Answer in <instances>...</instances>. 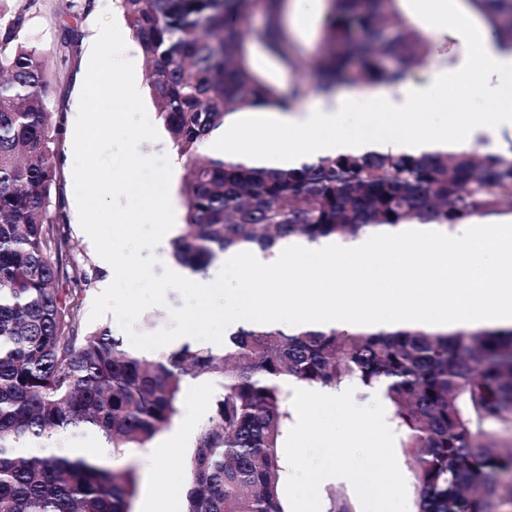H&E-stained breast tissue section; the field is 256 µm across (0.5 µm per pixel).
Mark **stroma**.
Returning a JSON list of instances; mask_svg holds the SVG:
<instances>
[{"label":"stroma","instance_id":"stroma-1","mask_svg":"<svg viewBox=\"0 0 512 512\" xmlns=\"http://www.w3.org/2000/svg\"><path fill=\"white\" fill-rule=\"evenodd\" d=\"M71 2L72 0H46L42 14L29 21L25 40L36 47L44 58L50 107L53 112L63 117L64 132L56 149L59 169L56 195L63 202L71 260L85 268L90 277L88 285L78 296L73 314L84 330L92 331L106 326L114 335L119 336L123 330L113 315L107 314L96 320L90 317L93 301L101 292V282L113 278L114 273L100 266L95 248L80 226L73 181L71 130L77 119L81 88L93 46L91 35L97 29L102 16H111L117 23L126 43L125 56L134 64L136 85L143 98L148 118L160 129L158 140L140 143V154L146 157L168 155L172 152V145L167 131L161 128L162 121L149 92L146 59L131 36L119 0H96L93 12L85 17L76 14ZM282 23L293 46L295 68H280L260 54L255 55V63L280 84H288L294 79L314 84L317 78L315 62L323 48L322 19L299 18L287 10L283 13ZM68 25L77 27L82 33V39L69 60L64 61L60 58L59 47L62 31ZM469 48V42L453 37L445 38L441 52L425 64L413 68L406 78L407 84L421 83L430 69L437 67L457 68L459 78H466L467 72L463 70L462 63ZM217 390V384L209 380L186 387L171 424L146 447L125 455V463L134 466L139 475L131 500V512H185L187 481L183 463L193 446L199 427L210 413L211 401Z\"/></svg>","mask_w":512,"mask_h":512}]
</instances>
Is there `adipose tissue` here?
<instances>
[{
  "label": "adipose tissue",
  "instance_id": "1",
  "mask_svg": "<svg viewBox=\"0 0 512 512\" xmlns=\"http://www.w3.org/2000/svg\"><path fill=\"white\" fill-rule=\"evenodd\" d=\"M455 81V74L441 70L425 84L396 92L376 86L290 111L240 112L227 118L223 135L212 137L207 150L257 167H281L340 153L462 149L478 136L512 128V51L500 48L491 33H483L474 45L468 91L500 99V106L491 112H460L449 122L416 111L421 100L446 106ZM351 112L358 114L359 125L348 124Z\"/></svg>",
  "mask_w": 512,
  "mask_h": 512
}]
</instances>
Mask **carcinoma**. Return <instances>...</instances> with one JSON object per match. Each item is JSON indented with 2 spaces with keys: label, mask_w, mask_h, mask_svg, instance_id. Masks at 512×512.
<instances>
[{
  "label": "carcinoma",
  "mask_w": 512,
  "mask_h": 512,
  "mask_svg": "<svg viewBox=\"0 0 512 512\" xmlns=\"http://www.w3.org/2000/svg\"><path fill=\"white\" fill-rule=\"evenodd\" d=\"M120 0L148 65V87L185 174L175 256L193 268L230 249L271 253L290 239L344 240L380 226L453 227L512 204V131L495 151H397L252 168L200 157L225 119L296 108L341 85L396 86L432 45L400 0H328L317 81L283 88L256 66L260 48L295 60L282 0ZM512 49V0H465ZM41 0L0 8V512H130L138 475L119 467L177 414L182 390L220 387L184 468L185 512H285L279 455L291 384L377 388L401 432L417 512H512V327L438 332L241 328L224 348L185 344L162 359L127 349L73 315L86 271L69 266L65 215L53 203L60 120L49 111L42 55L24 41ZM81 39L67 27L61 52ZM92 430L112 459L26 454L22 445Z\"/></svg>",
  "instance_id": "1"
}]
</instances>
